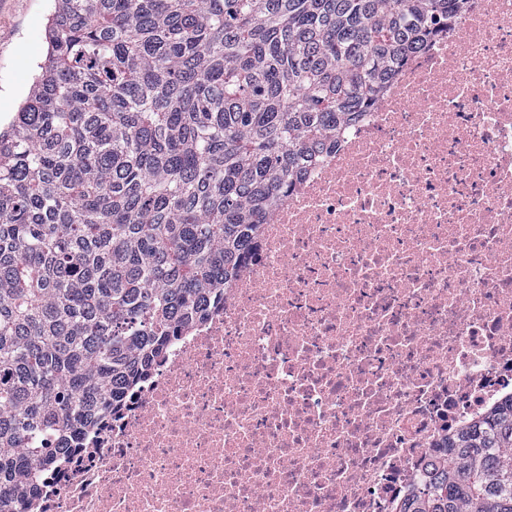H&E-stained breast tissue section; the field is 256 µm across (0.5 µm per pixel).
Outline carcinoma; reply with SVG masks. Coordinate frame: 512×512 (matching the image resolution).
I'll return each mask as SVG.
<instances>
[{"label": "carcinoma", "mask_w": 512, "mask_h": 512, "mask_svg": "<svg viewBox=\"0 0 512 512\" xmlns=\"http://www.w3.org/2000/svg\"><path fill=\"white\" fill-rule=\"evenodd\" d=\"M0 132V512L224 301L263 224L470 0H53ZM396 512H512V395Z\"/></svg>", "instance_id": "1"}]
</instances>
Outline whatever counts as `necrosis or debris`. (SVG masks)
Wrapping results in <instances>:
<instances>
[{
    "mask_svg": "<svg viewBox=\"0 0 512 512\" xmlns=\"http://www.w3.org/2000/svg\"><path fill=\"white\" fill-rule=\"evenodd\" d=\"M512 396V0H471L31 512H392Z\"/></svg>",
    "mask_w": 512,
    "mask_h": 512,
    "instance_id": "necrosis-or-debris-1",
    "label": "necrosis or debris"
}]
</instances>
